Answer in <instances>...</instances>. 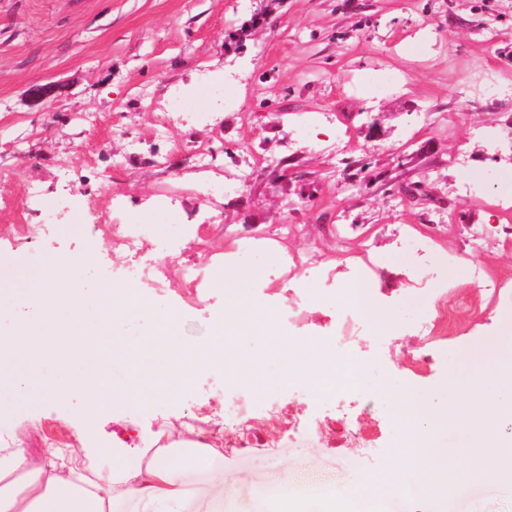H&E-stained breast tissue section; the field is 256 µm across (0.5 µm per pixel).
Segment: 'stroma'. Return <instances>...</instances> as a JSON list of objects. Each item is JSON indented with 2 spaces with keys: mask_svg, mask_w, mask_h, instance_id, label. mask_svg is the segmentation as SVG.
<instances>
[{
  "mask_svg": "<svg viewBox=\"0 0 512 512\" xmlns=\"http://www.w3.org/2000/svg\"><path fill=\"white\" fill-rule=\"evenodd\" d=\"M512 84V0H0V264L28 271L87 256L82 287L123 282L130 266L157 310L181 311V335L207 342L225 310L217 271L251 277L277 337H331L346 309L332 291L367 263L369 302L390 322L375 342L336 346L363 367L358 386L317 394L284 383L267 360L241 431L224 372L208 367L176 402L110 405L14 396L0 431L33 460L97 446L127 422L166 417L224 427V496L236 512H275L277 486L354 488L399 455L393 393L434 397L448 351L512 344V295L477 303L474 269L512 281V92L488 96L485 67ZM399 87H379L388 74ZM54 83L33 102L28 89ZM222 106L199 115L203 88ZM179 107L178 121L162 116ZM211 149L201 160L194 146ZM253 157L236 179L240 153ZM139 251L118 238L158 198ZM427 238L429 262L415 248ZM317 282L326 293L305 300ZM453 308L455 333L440 337ZM371 443L337 447L342 416ZM414 512H512V483L475 481L431 494Z\"/></svg>",
  "mask_w": 512,
  "mask_h": 512,
  "instance_id": "obj_1",
  "label": "stroma"
}]
</instances>
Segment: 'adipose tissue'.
<instances>
[{
	"instance_id": "ef3b65f1",
	"label": "adipose tissue",
	"mask_w": 512,
	"mask_h": 512,
	"mask_svg": "<svg viewBox=\"0 0 512 512\" xmlns=\"http://www.w3.org/2000/svg\"><path fill=\"white\" fill-rule=\"evenodd\" d=\"M500 378L492 368L477 379L450 377L432 402L417 401L410 390L398 392L392 397L395 419L410 430L438 431L448 424L450 398L462 393L469 405L460 426L471 430L472 447L494 451L502 445L496 431ZM101 457L105 472L87 474L50 458L35 464L23 449L1 447L0 512H119L127 504L134 512H184L180 472L200 477L207 487L196 512H224V448L199 441L190 423L167 425L124 450H103Z\"/></svg>"
}]
</instances>
